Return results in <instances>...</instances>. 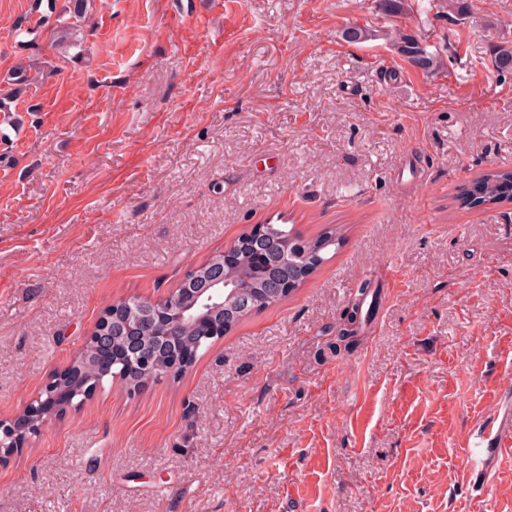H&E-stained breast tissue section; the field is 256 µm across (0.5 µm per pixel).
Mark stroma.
Wrapping results in <instances>:
<instances>
[{"mask_svg": "<svg viewBox=\"0 0 512 512\" xmlns=\"http://www.w3.org/2000/svg\"><path fill=\"white\" fill-rule=\"evenodd\" d=\"M31 4L0 0V80L45 68L0 124V420L253 226L342 243L179 379L51 418L0 512H512V456L483 491L466 459L512 411V202L454 200L512 168V0H91L65 56L19 45ZM365 280L368 333L319 359ZM389 36L392 44L402 55L420 63L423 67L433 66V57L415 39L401 32L390 33Z\"/></svg>", "mask_w": 512, "mask_h": 512, "instance_id": "obj_1", "label": "stroma"}]
</instances>
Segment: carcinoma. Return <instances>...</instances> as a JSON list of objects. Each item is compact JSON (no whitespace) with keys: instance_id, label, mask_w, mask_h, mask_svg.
<instances>
[{"instance_id":"cac0c4a2","label":"carcinoma","mask_w":512,"mask_h":512,"mask_svg":"<svg viewBox=\"0 0 512 512\" xmlns=\"http://www.w3.org/2000/svg\"><path fill=\"white\" fill-rule=\"evenodd\" d=\"M70 29L69 23L57 25L50 33V39L61 49L73 46ZM390 39L402 55L424 67L433 66V57L415 39L400 32L390 34ZM494 65L502 73L512 71V46L501 45L496 49ZM39 79L40 68L35 64L17 63L5 81L7 88L0 89V110L5 108L6 101L14 98L20 88ZM511 189L512 170L493 169L480 175L476 181L461 185L455 201L458 207L464 209L498 204L507 199L512 200V195L509 194ZM264 230L276 255L284 256L294 263L301 284L328 260L326 254L330 249H338L341 243V234L334 227H327L308 239L286 224H266ZM230 248L237 255L235 264L224 265V252L220 251L199 264V272L221 264L224 266V275L236 280L241 286L242 295L250 298L263 294L275 270L256 258L247 233L234 240ZM244 318L246 315L238 313L235 302L230 301L201 324L156 322L150 330L141 332V341L155 353L154 372L176 380L188 370L187 366L176 361L181 349L190 348L198 358ZM112 344L115 349L112 364L98 365L93 347L90 346L81 358L71 363V368L65 374L47 386V389L62 397L63 407L78 406L79 402L90 397L93 392L105 388L107 381L122 383L133 396L144 387L143 369L136 360L127 357L124 338L114 335Z\"/></svg>"}]
</instances>
